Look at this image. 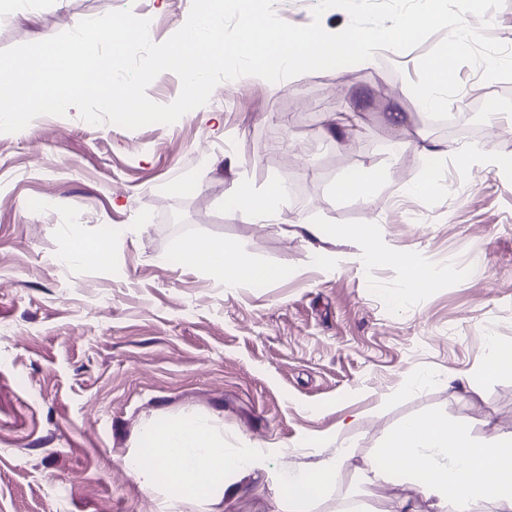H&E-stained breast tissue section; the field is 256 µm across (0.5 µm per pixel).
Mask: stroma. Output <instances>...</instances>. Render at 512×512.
Listing matches in <instances>:
<instances>
[{"mask_svg": "<svg viewBox=\"0 0 512 512\" xmlns=\"http://www.w3.org/2000/svg\"><path fill=\"white\" fill-rule=\"evenodd\" d=\"M191 4L25 0L22 23L0 0V49L126 8L149 16L160 43ZM441 39L281 85L245 78L228 107L219 85L170 125H91L72 108L0 133V512H158L126 462L147 426L184 417L214 421L226 448L270 454L234 478L238 494L179 512H280L279 474L340 455L339 482L310 512H352L354 499L432 512L418 484L369 482L363 461L424 414L465 421L481 441L512 431V370L488 369L489 342L512 350V171L499 166L512 159V82L460 67L450 111L479 115L474 137L430 126L408 84ZM395 139L411 146L393 158ZM470 144L482 159L465 168L454 153ZM430 147L445 153L439 166ZM356 168L383 174L369 200L334 191ZM285 178L299 193L278 222L231 207L240 184ZM424 180L436 193L407 195ZM42 196L52 205L39 211ZM367 222L380 250L419 256L430 282L408 287L398 265L344 236ZM108 228L103 260L69 259L75 238ZM190 237L224 239L282 275L224 287L183 261Z\"/></svg>", "mask_w": 512, "mask_h": 512, "instance_id": "stroma-1", "label": "stroma"}]
</instances>
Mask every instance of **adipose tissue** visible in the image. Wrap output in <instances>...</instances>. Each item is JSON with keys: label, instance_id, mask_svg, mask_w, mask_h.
<instances>
[{"label": "adipose tissue", "instance_id": "1", "mask_svg": "<svg viewBox=\"0 0 512 512\" xmlns=\"http://www.w3.org/2000/svg\"><path fill=\"white\" fill-rule=\"evenodd\" d=\"M284 197L277 181L260 193L244 185L233 204L247 220L263 223ZM182 256L206 261L228 288L241 280L263 283L281 274L276 267L230 249L221 239L187 241ZM145 438L153 464L136 469L135 474L146 488L160 491L164 512L185 501L212 500L230 490V476L262 469L266 457L257 448L228 451L210 422L192 417L149 426ZM344 465L339 459L281 474L280 504L286 505L287 512H308L309 505L335 484ZM366 468L378 478L397 473L418 482L433 512H479L486 504L512 512V432L496 434L492 444L481 446L473 441L466 424L422 416L402 425Z\"/></svg>", "mask_w": 512, "mask_h": 512}]
</instances>
